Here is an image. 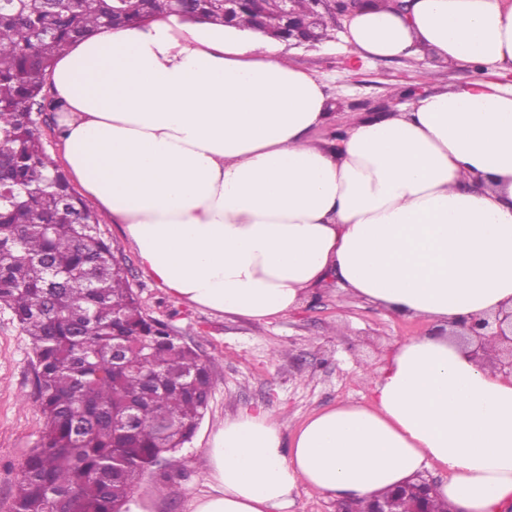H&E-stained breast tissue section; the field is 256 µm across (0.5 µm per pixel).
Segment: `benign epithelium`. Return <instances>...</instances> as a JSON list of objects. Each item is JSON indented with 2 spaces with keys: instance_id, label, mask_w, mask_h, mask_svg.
<instances>
[{
  "instance_id": "benign-epithelium-1",
  "label": "benign epithelium",
  "mask_w": 512,
  "mask_h": 512,
  "mask_svg": "<svg viewBox=\"0 0 512 512\" xmlns=\"http://www.w3.org/2000/svg\"><path fill=\"white\" fill-rule=\"evenodd\" d=\"M225 19H233L244 9H250L257 19V28L290 45L313 47L322 41V22L327 17L346 19L374 0H311V8L300 15L293 8V0H280L276 15L268 16L263 0H220ZM461 327L476 341L475 350L490 348L494 356L488 366L512 377V307H501L495 314L464 321ZM434 483L420 478L400 485L383 497L366 504V512H397L395 504L402 497L412 495L410 512H431L430 504L435 494Z\"/></svg>"
}]
</instances>
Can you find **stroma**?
I'll return each mask as SVG.
<instances>
[{"mask_svg": "<svg viewBox=\"0 0 512 512\" xmlns=\"http://www.w3.org/2000/svg\"><path fill=\"white\" fill-rule=\"evenodd\" d=\"M288 57L337 92L345 111L366 115L369 105H401L413 87L434 91L475 78L466 68L396 58L356 60L341 36L313 47H289ZM97 221L122 250L121 268L146 312L197 349L211 366L214 388L208 412L168 473L144 475L133 496L145 512H190L196 496L209 492L203 457L225 417L264 409L285 419L284 436L309 415L341 402L368 405L372 393L357 376L378 370L395 346L429 333L431 321L390 313L371 302L340 293L329 280L310 290L283 319L256 322L178 301L141 267L123 227L105 215ZM32 346L0 309V512H11L20 461L34 448L43 418L34 403Z\"/></svg>", "mask_w": 512, "mask_h": 512, "instance_id": "1", "label": "stroma"}]
</instances>
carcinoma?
Masks as SVG:
<instances>
[{
	"label": "carcinoma",
	"instance_id": "1",
	"mask_svg": "<svg viewBox=\"0 0 512 512\" xmlns=\"http://www.w3.org/2000/svg\"><path fill=\"white\" fill-rule=\"evenodd\" d=\"M173 8L224 23L212 0H0V308L32 345L43 417L12 512H118L145 473L176 465L209 405L210 366L145 312L36 129L60 109L42 91L71 42Z\"/></svg>",
	"mask_w": 512,
	"mask_h": 512
}]
</instances>
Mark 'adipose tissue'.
<instances>
[{
  "label": "adipose tissue",
  "mask_w": 512,
  "mask_h": 512,
  "mask_svg": "<svg viewBox=\"0 0 512 512\" xmlns=\"http://www.w3.org/2000/svg\"><path fill=\"white\" fill-rule=\"evenodd\" d=\"M344 42L357 59L429 56L478 77L350 117L326 145L329 87L282 46L164 12L56 59L59 157L179 300L263 322L333 279L441 327L364 375L371 405L316 412L291 439L273 412L226 417L191 512H288L301 484L366 501L433 464L450 474L439 503L498 512L512 379L450 330L512 303V0H377Z\"/></svg>",
  "instance_id": "1"
}]
</instances>
